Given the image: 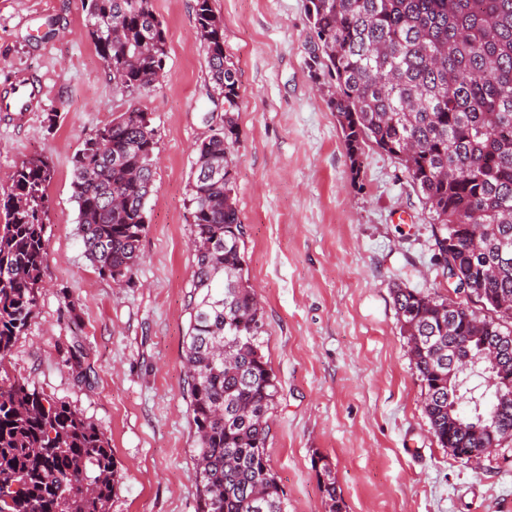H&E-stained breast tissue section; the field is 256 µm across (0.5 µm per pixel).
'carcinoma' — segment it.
<instances>
[{
    "mask_svg": "<svg viewBox=\"0 0 512 512\" xmlns=\"http://www.w3.org/2000/svg\"><path fill=\"white\" fill-rule=\"evenodd\" d=\"M87 33L116 90L147 94L164 72L167 37L150 0H82ZM315 80H328L353 175L372 144L404 167L428 210L436 265L452 300L400 286L393 303L444 448L512 440V391L486 361L512 335V0H306ZM200 45L224 125L196 144L194 272L184 342L197 512H286L266 454L277 398L262 352L264 322L249 281L231 148L237 70L211 0H196ZM155 127L135 107L84 139L72 159L78 232L100 274L131 283L153 187ZM223 163L212 178L206 169ZM48 158H29L0 190V512H110L123 475L103 431L27 378L12 349L36 318L47 259ZM476 367L451 372V357ZM68 363L90 383L79 343ZM325 512H343L326 457L314 458Z\"/></svg>",
    "mask_w": 512,
    "mask_h": 512,
    "instance_id": "cac0c4a2",
    "label": "carcinoma"
}]
</instances>
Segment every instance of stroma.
Listing matches in <instances>:
<instances>
[{
  "mask_svg": "<svg viewBox=\"0 0 512 512\" xmlns=\"http://www.w3.org/2000/svg\"><path fill=\"white\" fill-rule=\"evenodd\" d=\"M167 31L166 76L120 95L86 31L81 0H0V89L43 84L42 109L0 112V184L41 154L54 166L39 314L7 365L101 428L124 480L110 512H196L183 341L193 275L196 143L221 125L197 39L196 0H151ZM237 70L236 200L263 352L278 385L267 445L286 512H325L312 466L329 459L346 512H512V442L470 461L434 437L424 384L392 289L441 296L430 217L397 160L369 145L352 175L335 112L307 66L304 0H212ZM136 104L157 130V169L132 284L83 256L71 158ZM58 113L48 126L47 113ZM95 375L79 383L67 348Z\"/></svg>",
  "mask_w": 512,
  "mask_h": 512,
  "instance_id": "35a3bbf8",
  "label": "stroma"
}]
</instances>
